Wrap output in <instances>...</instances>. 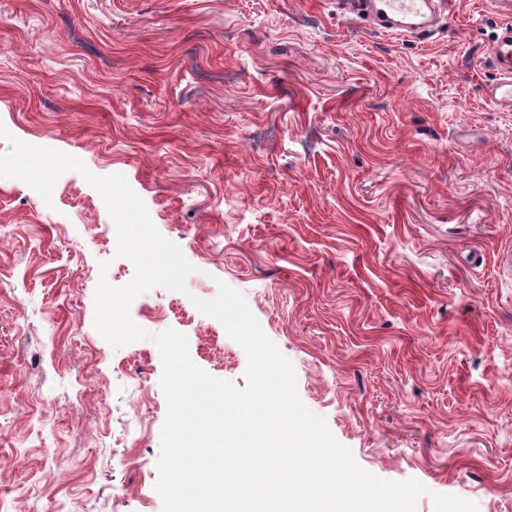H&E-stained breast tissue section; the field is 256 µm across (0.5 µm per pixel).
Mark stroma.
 Returning a JSON list of instances; mask_svg holds the SVG:
<instances>
[{"instance_id":"obj_1","label":"stroma","mask_w":512,"mask_h":512,"mask_svg":"<svg viewBox=\"0 0 512 512\" xmlns=\"http://www.w3.org/2000/svg\"><path fill=\"white\" fill-rule=\"evenodd\" d=\"M510 20L446 0L409 37L336 0H0V124L124 175L195 266L137 325L245 387L192 303L225 282L361 467L512 512V110L483 94ZM83 174L48 203L0 177V505L162 512V358L94 326L99 279L134 265Z\"/></svg>"}]
</instances>
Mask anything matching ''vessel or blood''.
Returning a JSON list of instances; mask_svg holds the SVG:
<instances>
[{"instance_id": "vessel-or-blood-1", "label": "vessel or blood", "mask_w": 512, "mask_h": 512, "mask_svg": "<svg viewBox=\"0 0 512 512\" xmlns=\"http://www.w3.org/2000/svg\"><path fill=\"white\" fill-rule=\"evenodd\" d=\"M443 0H352L355 15L388 33L412 35L436 25ZM495 78L484 88L487 101L512 109V26L502 27L492 53Z\"/></svg>"}]
</instances>
